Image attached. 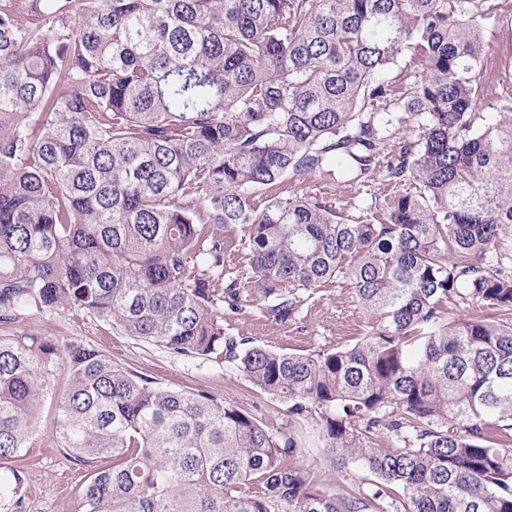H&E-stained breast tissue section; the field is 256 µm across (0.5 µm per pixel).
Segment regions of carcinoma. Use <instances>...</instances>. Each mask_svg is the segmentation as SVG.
Returning a JSON list of instances; mask_svg holds the SVG:
<instances>
[{"label":"carcinoma","instance_id":"obj_1","mask_svg":"<svg viewBox=\"0 0 512 512\" xmlns=\"http://www.w3.org/2000/svg\"><path fill=\"white\" fill-rule=\"evenodd\" d=\"M502 8L0 0V323L66 308L226 363L373 479L331 496L294 430L31 334L0 335V461L53 440L93 469L87 512H512V97L488 98L481 32ZM377 176V217L281 190ZM225 227L253 276L224 271ZM337 281L369 319L352 344L224 327ZM23 485L0 483L6 512Z\"/></svg>","mask_w":512,"mask_h":512}]
</instances>
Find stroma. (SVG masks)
Returning a JSON list of instances; mask_svg holds the SVG:
<instances>
[{
    "label": "stroma",
    "mask_w": 512,
    "mask_h": 512,
    "mask_svg": "<svg viewBox=\"0 0 512 512\" xmlns=\"http://www.w3.org/2000/svg\"><path fill=\"white\" fill-rule=\"evenodd\" d=\"M500 16L484 23L487 57L512 69V0ZM291 320L272 322L259 308L225 312L224 324L236 336L290 353L333 350L352 343L366 331L367 318L352 288L336 283L313 292L298 290ZM15 334L32 333L57 342L78 341L105 350L113 363L149 377L158 386L205 393L237 402L269 429L287 428L283 405L247 387L237 375L214 362L188 360L152 344L122 334L111 323L76 315L66 309L20 311L11 325ZM25 474V512H86L83 491L91 471L70 460L54 445L23 449L18 457L0 463V479L12 470Z\"/></svg>",
    "instance_id": "obj_1"
}]
</instances>
